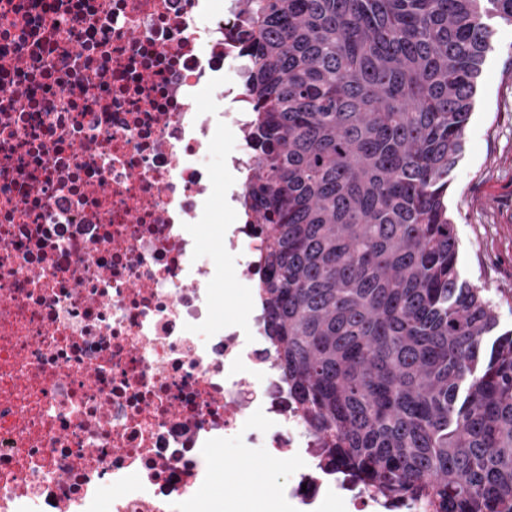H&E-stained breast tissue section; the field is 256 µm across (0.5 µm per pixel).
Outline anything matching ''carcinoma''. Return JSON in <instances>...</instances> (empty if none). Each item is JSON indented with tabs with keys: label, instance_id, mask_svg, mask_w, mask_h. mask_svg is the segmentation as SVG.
I'll return each instance as SVG.
<instances>
[{
	"label": "carcinoma",
	"instance_id": "cac0c4a2",
	"mask_svg": "<svg viewBox=\"0 0 512 512\" xmlns=\"http://www.w3.org/2000/svg\"><path fill=\"white\" fill-rule=\"evenodd\" d=\"M246 216L288 390L361 485L512 512V331L461 277L445 203L512 0H240Z\"/></svg>",
	"mask_w": 512,
	"mask_h": 512
}]
</instances>
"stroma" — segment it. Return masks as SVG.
<instances>
[{"label":"stroma","instance_id":"1","mask_svg":"<svg viewBox=\"0 0 512 512\" xmlns=\"http://www.w3.org/2000/svg\"><path fill=\"white\" fill-rule=\"evenodd\" d=\"M492 44L480 77L464 150L448 188V212L458 238L463 278L483 288L494 304L499 331L512 330V23L489 17ZM228 469L214 473L191 512H210L225 485L246 493L244 512H273L283 472L261 451H227Z\"/></svg>","mask_w":512,"mask_h":512}]
</instances>
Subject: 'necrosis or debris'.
<instances>
[{"mask_svg":"<svg viewBox=\"0 0 512 512\" xmlns=\"http://www.w3.org/2000/svg\"><path fill=\"white\" fill-rule=\"evenodd\" d=\"M231 0H0V512H185L219 452L288 463L291 512H397L329 463L259 305L217 323L210 142L246 196ZM257 225L224 258L264 276Z\"/></svg>","mask_w":512,"mask_h":512,"instance_id":"necrosis-or-debris-1","label":"necrosis or debris"}]
</instances>
